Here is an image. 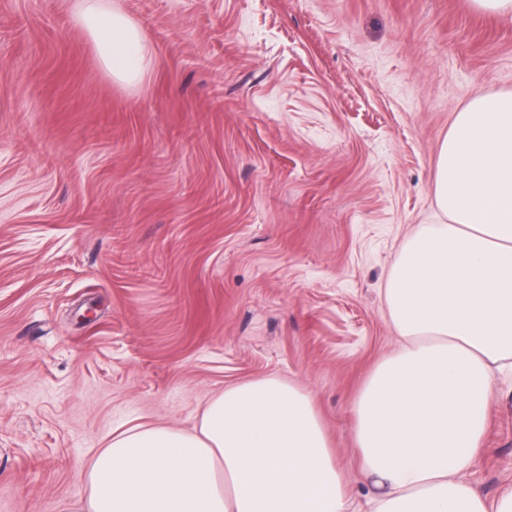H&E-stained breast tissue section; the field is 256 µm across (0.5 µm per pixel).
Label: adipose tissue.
<instances>
[{
    "instance_id": "ef3b65f1",
    "label": "adipose tissue",
    "mask_w": 512,
    "mask_h": 512,
    "mask_svg": "<svg viewBox=\"0 0 512 512\" xmlns=\"http://www.w3.org/2000/svg\"><path fill=\"white\" fill-rule=\"evenodd\" d=\"M75 21L104 70L135 85L149 69L142 29L101 0ZM439 224L415 233L386 288L401 343L355 404L366 512H512L468 480L481 415L512 404V91L456 112L434 180ZM82 512H350L348 479L310 396L268 377L212 397L187 432L134 424L90 459Z\"/></svg>"
}]
</instances>
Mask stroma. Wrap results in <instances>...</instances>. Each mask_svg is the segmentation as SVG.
<instances>
[{"mask_svg": "<svg viewBox=\"0 0 512 512\" xmlns=\"http://www.w3.org/2000/svg\"><path fill=\"white\" fill-rule=\"evenodd\" d=\"M151 66L112 81L79 0H0V512H73L129 421L309 392L358 498L354 406L398 344L385 288L438 223L458 110L512 90V15L469 0H103ZM468 478L512 488L490 405Z\"/></svg>", "mask_w": 512, "mask_h": 512, "instance_id": "35a3bbf8", "label": "stroma"}]
</instances>
